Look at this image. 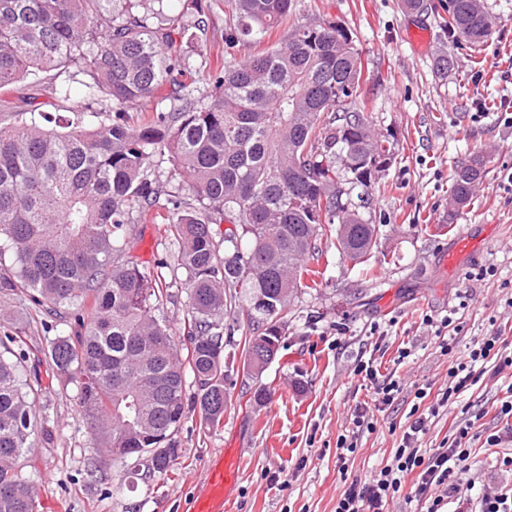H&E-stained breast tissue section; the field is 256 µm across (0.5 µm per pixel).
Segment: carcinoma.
I'll list each match as a JSON object with an SVG mask.
<instances>
[{
  "label": "carcinoma",
  "mask_w": 512,
  "mask_h": 512,
  "mask_svg": "<svg viewBox=\"0 0 512 512\" xmlns=\"http://www.w3.org/2000/svg\"><path fill=\"white\" fill-rule=\"evenodd\" d=\"M145 0H0V92L45 74L81 75L85 97L106 108L96 122L54 123L45 103L0 125V302L23 294L69 332L45 356L76 387L94 444L121 459L154 453L167 474L187 411L218 425L234 369L224 354L231 318L253 336L244 365L257 377L279 356L288 304L319 256V232L335 224L339 250L369 253L373 193L395 160L372 129L353 32L294 15L293 0H224L229 65L198 79L184 51L189 26ZM439 16L448 46L475 53L495 20L484 0H448ZM286 39L236 58L273 29ZM173 86L177 105L131 125L124 112ZM184 175L193 202L160 189L162 162ZM485 174L476 157L454 169L451 198L466 206ZM351 193L336 196V182ZM167 225L176 249L158 268L185 275L188 346L181 352L160 306L164 276L126 255L128 226ZM227 224L222 242L213 225ZM224 249H219V246ZM0 336V512H35L38 488L23 473L32 449L51 444L39 419V380H24L29 354ZM192 385H187L186 374Z\"/></svg>",
  "instance_id": "obj_1"
}]
</instances>
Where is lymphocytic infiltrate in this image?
<instances>
[{"instance_id":"lymphocytic-infiltrate-1","label":"lymphocytic infiltrate","mask_w":512,"mask_h":512,"mask_svg":"<svg viewBox=\"0 0 512 512\" xmlns=\"http://www.w3.org/2000/svg\"><path fill=\"white\" fill-rule=\"evenodd\" d=\"M493 363L494 373L512 368V354L502 350L498 337L491 336L472 348L466 358L448 370V384L439 397L427 408H419L420 400L428 391L420 387L414 393L412 406L400 444L389 464L372 475L368 481H351L336 501L335 512H388L387 507L397 496L407 501L424 503L426 512H443L446 496L462 494V474L472 467L471 442L482 439L491 447L500 445L502 436H480L474 432L472 422L458 425L456 436L448 447L426 452L418 448L420 434L425 433L429 418L437 416L451 399L459 397L476 384L482 373L480 367Z\"/></svg>"}]
</instances>
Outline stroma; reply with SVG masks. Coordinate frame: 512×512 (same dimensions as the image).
I'll list each match as a JSON object with an SVG mask.
<instances>
[{
    "instance_id": "obj_1",
    "label": "stroma",
    "mask_w": 512,
    "mask_h": 512,
    "mask_svg": "<svg viewBox=\"0 0 512 512\" xmlns=\"http://www.w3.org/2000/svg\"><path fill=\"white\" fill-rule=\"evenodd\" d=\"M485 2L497 25L472 55L450 50L435 17L406 14L399 0H294L296 14L316 13L356 34L374 129L397 139L388 188L374 194L375 248L351 260L337 251L334 227H323L317 285L299 290L288 306L281 359L258 378L244 370L241 350L250 330L236 327L224 418L211 426L199 411L188 413L176 435L180 458L172 473L150 472L146 461L134 458L115 461L96 448L74 386L41 363L36 409L54 440L28 459L26 472L39 487L37 512H186L202 465L228 448L241 457L229 512H334L345 480L369 479L391 461L417 387L439 391L452 363L484 337L512 346V0ZM194 3L207 34L186 51L195 68H212L224 60V0ZM420 23L428 32L422 48L410 34ZM446 53L452 61L442 77L436 61ZM474 156L484 157L487 175L469 206L454 208L453 171ZM130 234L132 256L149 269L172 247L153 224H132ZM470 234L478 235V246L456 266L443 267L452 240ZM489 266L493 277L472 280ZM33 314L26 300L12 302L0 311V335L16 321L26 324L30 348L46 347L59 331L41 327ZM447 315L457 324L448 354L430 326ZM362 358L401 383L392 406L371 405L372 391L355 370ZM511 383L506 371L484 376L429 422L420 448L448 446L472 413L476 430L503 429L498 410ZM262 386L270 394L259 405L254 393ZM361 403L373 428L363 433L343 474L336 440L351 434ZM472 459L470 504L487 484L512 486V470L489 450L473 446ZM274 475L282 486H271Z\"/></svg>"
}]
</instances>
